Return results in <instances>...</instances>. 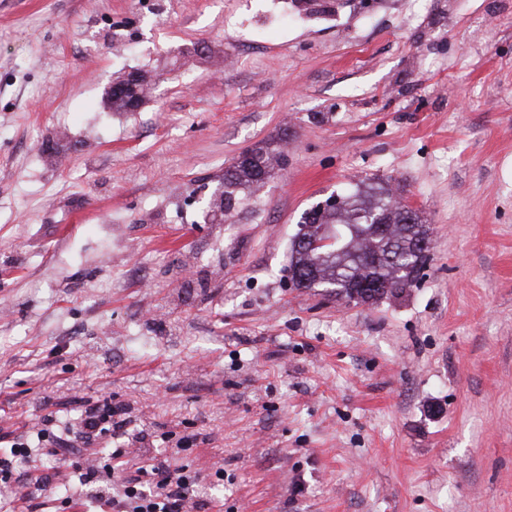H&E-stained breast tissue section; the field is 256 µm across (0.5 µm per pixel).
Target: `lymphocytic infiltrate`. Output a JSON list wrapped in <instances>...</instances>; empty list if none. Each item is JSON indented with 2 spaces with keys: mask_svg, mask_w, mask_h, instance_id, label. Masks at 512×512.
Returning a JSON list of instances; mask_svg holds the SVG:
<instances>
[{
  "mask_svg": "<svg viewBox=\"0 0 512 512\" xmlns=\"http://www.w3.org/2000/svg\"><path fill=\"white\" fill-rule=\"evenodd\" d=\"M76 431L88 443L106 433L117 442L109 464L100 466L81 456L67 462L86 488L84 497L75 501L83 512H207L208 502L197 497L200 484L207 478L214 482L224 479L223 469L206 478L199 472L173 467L168 457L147 451L140 466L128 470V446L137 443L147 447L151 436L131 427L118 407L102 404L87 408ZM34 460L30 446L17 443L9 455L0 456V482L23 488L30 497L42 491L53 476L35 473Z\"/></svg>",
  "mask_w": 512,
  "mask_h": 512,
  "instance_id": "lymphocytic-infiltrate-1",
  "label": "lymphocytic infiltrate"
}]
</instances>
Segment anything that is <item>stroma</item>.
Masks as SVG:
<instances>
[{
  "instance_id": "1",
  "label": "stroma",
  "mask_w": 512,
  "mask_h": 512,
  "mask_svg": "<svg viewBox=\"0 0 512 512\" xmlns=\"http://www.w3.org/2000/svg\"><path fill=\"white\" fill-rule=\"evenodd\" d=\"M326 3L0 0V449L108 399L223 466L224 512H512V0ZM382 181L432 230L425 277L294 287L303 212ZM251 149L241 153V159H237L224 171V198L221 202L220 216L231 213L241 203V192L252 186L265 183L273 169L272 161L275 157L274 150L268 146Z\"/></svg>"
}]
</instances>
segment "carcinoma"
<instances>
[{
	"instance_id": "carcinoma-1",
	"label": "carcinoma",
	"mask_w": 512,
	"mask_h": 512,
	"mask_svg": "<svg viewBox=\"0 0 512 512\" xmlns=\"http://www.w3.org/2000/svg\"><path fill=\"white\" fill-rule=\"evenodd\" d=\"M134 90L112 94V107L129 111ZM274 150L260 147L224 171L220 213L234 211L241 192L265 183L273 169ZM431 240V228L418 213L394 206L389 190L357 201L348 196L345 208L302 220L294 236L289 268L301 272L298 288H331L336 296L357 303H378L402 293L418 281L419 243ZM380 284L374 295L354 297L366 279Z\"/></svg>"
}]
</instances>
